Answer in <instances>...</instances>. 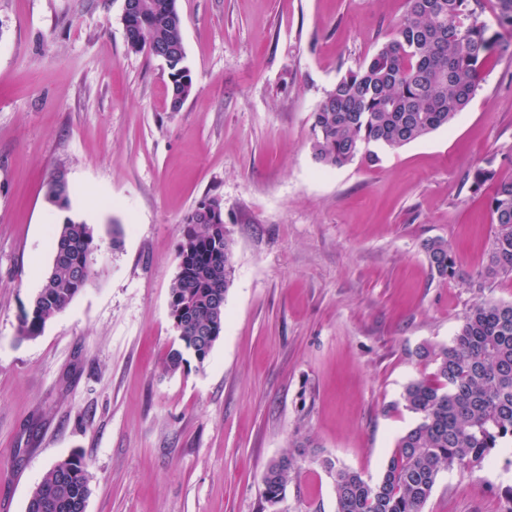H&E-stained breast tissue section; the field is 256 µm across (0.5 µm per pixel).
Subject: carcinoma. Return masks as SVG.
Returning a JSON list of instances; mask_svg holds the SVG:
<instances>
[{
    "label": "carcinoma",
    "instance_id": "obj_1",
    "mask_svg": "<svg viewBox=\"0 0 512 512\" xmlns=\"http://www.w3.org/2000/svg\"><path fill=\"white\" fill-rule=\"evenodd\" d=\"M481 0H406L391 35L371 56L350 68L311 115V150L322 167L356 161L374 166L395 150L449 125L479 88L494 56L512 52V43L479 20ZM498 27L512 31V0H497ZM125 36L128 50L169 54L170 98L178 110L193 91L184 65L183 19L177 0H150L148 12ZM491 183L488 200L494 236L484 267L489 278L512 276V179L478 167L472 187ZM47 201L68 210L72 188L64 172L48 181ZM224 210L221 199L204 198L184 219L179 271L170 291L171 316L181 323L178 345L164 363L175 371L193 357L204 364L224 330V298L233 273L228 235L202 219L199 209ZM98 243L91 225L70 217L54 234L53 257L42 287L19 319V339L41 334L46 323L69 306L90 282ZM424 251L441 279L455 277L458 265L441 239ZM418 356L434 372L408 383L403 406L417 423L400 436L376 481L327 457L319 464L333 479L336 512H423L438 475L457 469L474 473L493 454L504 452L512 467V303L483 302L465 315L447 345L424 347ZM285 448L262 473V498L274 506L286 496L299 469L296 449ZM89 497L87 464L73 455L54 463L31 492L26 512H75Z\"/></svg>",
    "mask_w": 512,
    "mask_h": 512
}]
</instances>
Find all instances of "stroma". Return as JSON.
I'll return each mask as SVG.
<instances>
[{
	"label": "stroma",
	"instance_id": "35a3bbf8",
	"mask_svg": "<svg viewBox=\"0 0 512 512\" xmlns=\"http://www.w3.org/2000/svg\"><path fill=\"white\" fill-rule=\"evenodd\" d=\"M193 92L128 51L124 0H0V512H25L55 462H87L86 512H336L340 465L378 479L415 423L405 386L431 373L476 303H512L483 275L492 160L512 178V56L495 57L452 125L373 167L324 169L311 114L390 36L405 0H177ZM65 172L63 212L45 200ZM224 204L234 274L204 364L169 372L170 288L185 216ZM93 225V279L40 336L19 315L64 218ZM448 243L459 275H433ZM310 439L276 506L266 464ZM512 469L439 474L425 512H506ZM424 251L431 270L441 279L454 278L458 273L455 257L448 250V244L441 239L429 240Z\"/></svg>",
	"mask_w": 512,
	"mask_h": 512
}]
</instances>
